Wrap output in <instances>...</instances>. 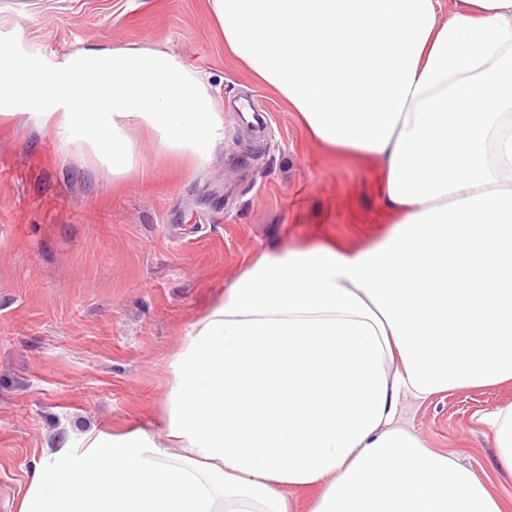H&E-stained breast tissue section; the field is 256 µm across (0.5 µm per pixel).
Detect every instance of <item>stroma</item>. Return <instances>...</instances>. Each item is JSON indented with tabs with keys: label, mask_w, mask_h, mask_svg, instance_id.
Returning <instances> with one entry per match:
<instances>
[{
	"label": "stroma",
	"mask_w": 512,
	"mask_h": 512,
	"mask_svg": "<svg viewBox=\"0 0 512 512\" xmlns=\"http://www.w3.org/2000/svg\"><path fill=\"white\" fill-rule=\"evenodd\" d=\"M0 45L52 71L88 47L168 51L205 74L224 119L206 164L134 131L116 178L33 119L0 118V512L71 438L159 421L191 323L260 254L384 236L377 171L325 152L224 49L208 0H0ZM512 380L405 395L396 424L456 457L512 512L482 414Z\"/></svg>",
	"instance_id": "obj_1"
}]
</instances>
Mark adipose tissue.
I'll use <instances>...</instances> for the list:
<instances>
[{
    "instance_id": "1",
    "label": "adipose tissue",
    "mask_w": 512,
    "mask_h": 512,
    "mask_svg": "<svg viewBox=\"0 0 512 512\" xmlns=\"http://www.w3.org/2000/svg\"><path fill=\"white\" fill-rule=\"evenodd\" d=\"M210 0L225 48L330 153L379 163L389 233L262 253L168 365L163 439L67 441L19 512H502L484 482L393 421L404 393L512 380V0ZM0 113L134 170L137 125L205 163L222 120L158 49L54 71L0 46Z\"/></svg>"
}]
</instances>
